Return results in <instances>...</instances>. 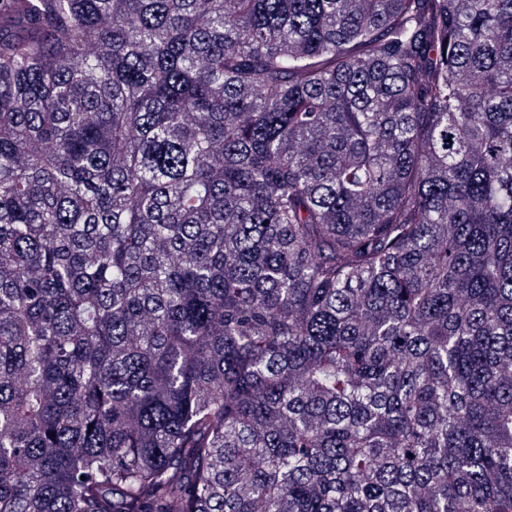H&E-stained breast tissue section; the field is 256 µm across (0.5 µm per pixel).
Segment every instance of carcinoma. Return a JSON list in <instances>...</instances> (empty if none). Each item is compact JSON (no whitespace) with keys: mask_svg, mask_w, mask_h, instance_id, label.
I'll return each instance as SVG.
<instances>
[{"mask_svg":"<svg viewBox=\"0 0 512 512\" xmlns=\"http://www.w3.org/2000/svg\"><path fill=\"white\" fill-rule=\"evenodd\" d=\"M0 512H512V0H0Z\"/></svg>","mask_w":512,"mask_h":512,"instance_id":"cac0c4a2","label":"carcinoma"}]
</instances>
